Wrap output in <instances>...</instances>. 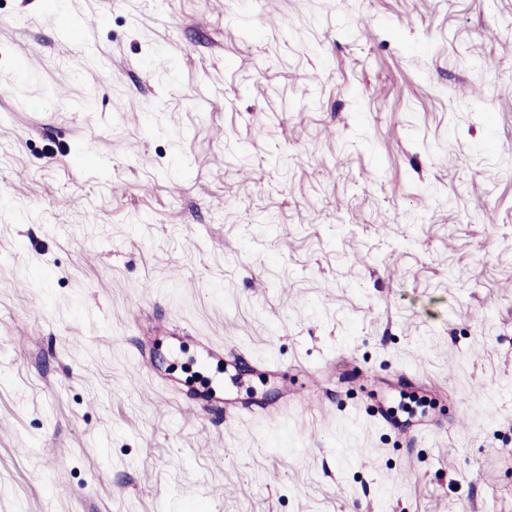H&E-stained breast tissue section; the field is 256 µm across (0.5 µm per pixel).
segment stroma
Returning a JSON list of instances; mask_svg holds the SVG:
<instances>
[{
    "mask_svg": "<svg viewBox=\"0 0 512 512\" xmlns=\"http://www.w3.org/2000/svg\"><path fill=\"white\" fill-rule=\"evenodd\" d=\"M0 512H512V0H0Z\"/></svg>",
    "mask_w": 512,
    "mask_h": 512,
    "instance_id": "stroma-1",
    "label": "stroma"
}]
</instances>
